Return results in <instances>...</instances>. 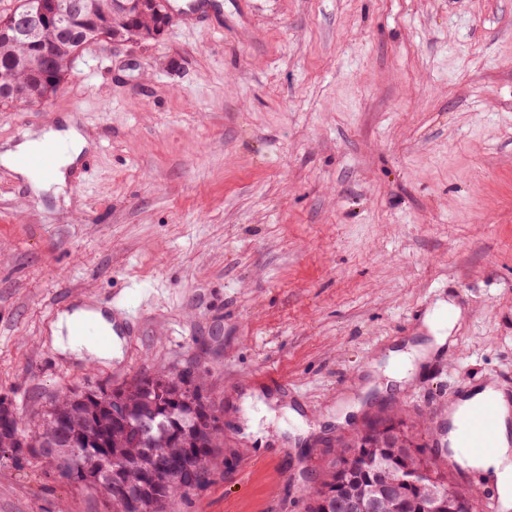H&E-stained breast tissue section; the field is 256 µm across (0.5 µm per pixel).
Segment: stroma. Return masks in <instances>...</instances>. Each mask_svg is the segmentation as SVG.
Segmentation results:
<instances>
[{
	"label": "stroma",
	"mask_w": 512,
	"mask_h": 512,
	"mask_svg": "<svg viewBox=\"0 0 512 512\" xmlns=\"http://www.w3.org/2000/svg\"><path fill=\"white\" fill-rule=\"evenodd\" d=\"M154 40L89 45L64 88L0 106V151L72 117L90 143L62 192L0 164V397L38 429L63 394L191 368L224 428L182 512H305L375 414L445 450L467 383L512 391V0H191ZM139 305L109 362L51 327ZM460 307L402 381L391 354ZM0 512H106L0 462ZM439 310H442L445 307L444 303H440ZM439 310H435V312L431 315L429 319V328L432 334V342L429 343V347H440L446 343V340L453 328V321L451 320V316H448V322L444 321L440 318Z\"/></svg>",
	"instance_id": "obj_1"
}]
</instances>
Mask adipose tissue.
<instances>
[{
  "mask_svg": "<svg viewBox=\"0 0 512 512\" xmlns=\"http://www.w3.org/2000/svg\"><path fill=\"white\" fill-rule=\"evenodd\" d=\"M54 141L60 147L61 161L54 180H45L36 170L25 163L28 155L36 151L43 142ZM87 146L85 137L75 126L64 129H50L39 137L18 144L14 149L0 154V163L28 178L40 190H50L52 185L63 184L68 169L74 165ZM92 320L104 329H111L112 321L98 308L82 307L63 313L51 329L55 347L62 353L78 358H93L99 361L111 360L116 347L100 348L95 343L77 340L72 334L73 326L81 321ZM469 403H461L453 417L454 429L448 434L449 448L456 461L462 466L480 469L493 475L505 507L512 508V428L500 423L489 452L474 454L470 449L459 447L456 430L464 424Z\"/></svg>",
  "mask_w": 512,
  "mask_h": 512,
  "instance_id": "1",
  "label": "adipose tissue"
}]
</instances>
